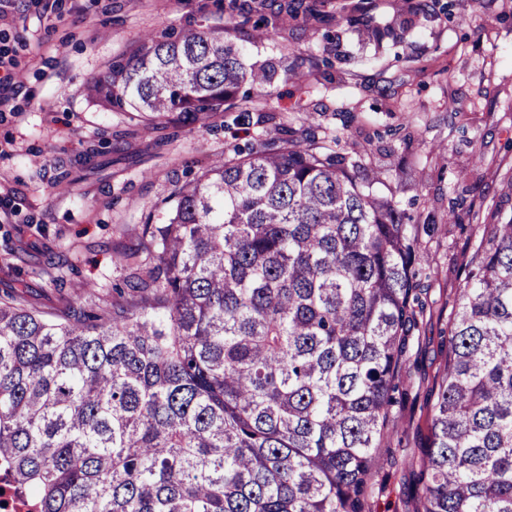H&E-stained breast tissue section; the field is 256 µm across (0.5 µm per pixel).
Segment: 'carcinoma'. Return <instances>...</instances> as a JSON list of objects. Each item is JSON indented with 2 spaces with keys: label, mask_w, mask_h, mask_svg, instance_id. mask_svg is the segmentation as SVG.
<instances>
[{
  "label": "carcinoma",
  "mask_w": 512,
  "mask_h": 512,
  "mask_svg": "<svg viewBox=\"0 0 512 512\" xmlns=\"http://www.w3.org/2000/svg\"><path fill=\"white\" fill-rule=\"evenodd\" d=\"M224 21L144 42L91 86L198 120L270 83ZM358 155L236 148L141 225L129 301L0 295V460L37 512H364L416 322L422 245ZM418 512H512V217L485 225L449 317Z\"/></svg>",
  "instance_id": "obj_1"
}]
</instances>
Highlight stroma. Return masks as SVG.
Masks as SVG:
<instances>
[{"mask_svg":"<svg viewBox=\"0 0 512 512\" xmlns=\"http://www.w3.org/2000/svg\"><path fill=\"white\" fill-rule=\"evenodd\" d=\"M261 6L263 32L225 30L246 63L288 56L293 72L247 89V107L204 123L149 124L112 112L88 92L108 64L131 59L147 38L228 12L229 0H22L0 45L22 75L16 112L0 114V182L13 190L0 224V294L23 291L37 308L102 307L140 246L145 221L165 223L175 186L233 146L306 133L338 136L339 149L383 169L379 194L411 216L422 243L413 330L399 391L378 450L368 512H417L420 450L427 443L441 346L464 267L483 234L479 216H512V0H426L398 37L362 40L346 20L351 0H304L280 14ZM341 35L342 61L324 38Z\"/></svg>","mask_w":512,"mask_h":512,"instance_id":"obj_1","label":"stroma"}]
</instances>
